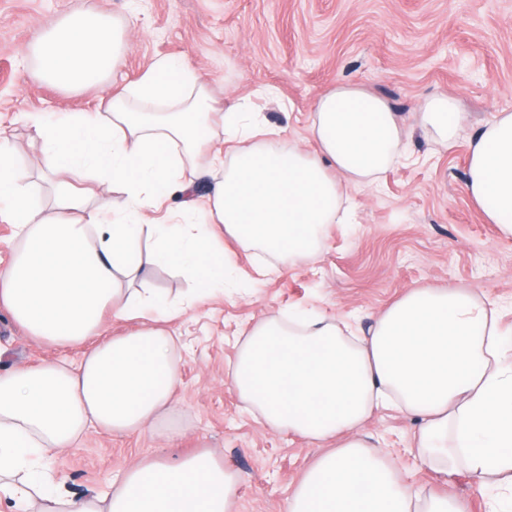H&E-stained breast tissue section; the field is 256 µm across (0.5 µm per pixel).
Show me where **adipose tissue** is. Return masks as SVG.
<instances>
[{
  "label": "adipose tissue",
  "mask_w": 512,
  "mask_h": 512,
  "mask_svg": "<svg viewBox=\"0 0 512 512\" xmlns=\"http://www.w3.org/2000/svg\"><path fill=\"white\" fill-rule=\"evenodd\" d=\"M44 77L68 90L107 83L91 112L33 116L39 143L26 165L0 130V212L16 246L0 267V306L29 336L83 347L79 363L0 371V499L25 512H233L240 477L211 453L177 463L147 458L82 499L54 487L48 458L89 430L126 434L154 423L176 388L174 336L156 328L181 309L151 288L172 267L195 295L223 284L214 225L280 263L313 256L325 228L347 218L348 186L370 184L398 159L405 127L387 101L340 83L315 102L313 151L283 147L259 113L225 106L214 124L209 88L187 60L155 62L135 85L117 80L124 41L96 11L72 12L32 47ZM454 99L435 96L417 114L442 142L466 122ZM232 144L213 195L188 213L158 209L188 191L206 153ZM468 192L487 220L512 236V111L470 141ZM85 171L90 187L70 180ZM53 183L52 207L34 191ZM141 319L109 335L114 320ZM512 344L498 310L463 288H411L367 335L297 312L258 321L226 376L249 409L277 431L335 441L296 484L287 512H468L454 492L411 489L383 448L361 433L379 408L416 419V453L435 470L466 469L507 491L512 506Z\"/></svg>",
  "instance_id": "1"
}]
</instances>
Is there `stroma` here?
<instances>
[{
	"instance_id": "35a3bbf8",
	"label": "stroma",
	"mask_w": 512,
	"mask_h": 512,
	"mask_svg": "<svg viewBox=\"0 0 512 512\" xmlns=\"http://www.w3.org/2000/svg\"><path fill=\"white\" fill-rule=\"evenodd\" d=\"M92 9L119 22L132 83L156 60L187 59L221 102L250 100L286 141L309 151L311 109L339 83L385 98L413 131L404 155L368 187L348 188L355 219L328 227L320 252L258 274L254 250L216 227L234 279L168 323L183 346L171 411L123 435L99 430L51 461L62 493L86 498L146 458L175 463L212 452L240 476L235 512H286L324 445L274 431L225 383L256 321L298 309L368 329L409 288H472L496 303L512 340V237L487 223L466 190L472 134L512 111V0H0V129L21 162L35 154L30 117L89 111L103 87L71 92L45 81L31 48L62 15ZM273 97H264L265 89ZM457 98L468 122L450 145L415 129L419 105ZM81 351L31 338L0 313V369L77 361ZM179 437L169 438L171 429ZM414 424L375 412L363 432L416 489H453L470 512L494 490L463 470L440 473L410 451Z\"/></svg>"
}]
</instances>
